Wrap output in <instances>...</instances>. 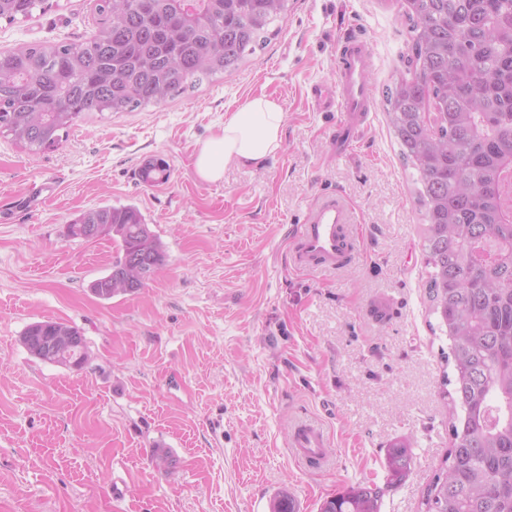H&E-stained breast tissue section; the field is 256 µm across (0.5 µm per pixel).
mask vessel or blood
Masks as SVG:
<instances>
[{"label": "vessel or blood", "instance_id": "vessel-or-blood-1", "mask_svg": "<svg viewBox=\"0 0 512 512\" xmlns=\"http://www.w3.org/2000/svg\"><path fill=\"white\" fill-rule=\"evenodd\" d=\"M370 43L358 36H347L337 65L335 92L314 86L311 95L318 106L340 114L336 125L335 146L345 148L354 129L365 122L374 105L367 81L372 64ZM356 226L347 204L334 195L324 196L312 206L303 224L291 238L288 263L297 270L339 271L356 258ZM331 440L316 423L294 421L288 434L293 458L308 469H323L330 459L325 450Z\"/></svg>", "mask_w": 512, "mask_h": 512}]
</instances>
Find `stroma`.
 Segmentation results:
<instances>
[{"instance_id": "1", "label": "stroma", "mask_w": 512, "mask_h": 512, "mask_svg": "<svg viewBox=\"0 0 512 512\" xmlns=\"http://www.w3.org/2000/svg\"><path fill=\"white\" fill-rule=\"evenodd\" d=\"M94 0H57L33 19L0 20V50L83 42ZM279 31L234 74L167 102L84 114L57 148L0 136V512H297L358 483L384 484L387 448H410L408 477L382 512H425L451 446L443 380L452 374L426 294L425 224L413 170L390 135L384 92L413 34L401 0H288ZM370 42L375 109L337 156L338 113L308 91L335 85L344 36ZM286 113L279 153L194 170L200 145L248 98ZM163 162L168 180L139 170ZM341 193L364 230L360 258L335 273L288 267V240L320 195ZM136 206L167 254L144 288L91 293L117 254L65 226L103 206ZM390 298L385 321L373 306ZM81 329L88 361L30 356L31 323ZM299 414L333 440L332 465L304 471L287 447ZM167 449L172 464L153 458Z\"/></svg>"}]
</instances>
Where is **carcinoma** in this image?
I'll return each instance as SVG.
<instances>
[{
    "instance_id": "1",
    "label": "carcinoma",
    "mask_w": 512,
    "mask_h": 512,
    "mask_svg": "<svg viewBox=\"0 0 512 512\" xmlns=\"http://www.w3.org/2000/svg\"><path fill=\"white\" fill-rule=\"evenodd\" d=\"M48 0H0V19H30ZM413 22L407 72L386 90L391 132L415 170L424 208L427 298L449 341L452 445L427 488L426 512H512V0H403ZM98 30L81 43H29L0 52V134L31 150L58 145L86 112H131L232 74L269 40L288 0H95ZM110 237L112 268L158 269L163 245L133 205L106 206L66 225ZM108 274L101 299L135 292ZM34 358L82 368L75 326L28 325ZM412 454L388 450L385 485L359 483L320 512H381Z\"/></svg>"
}]
</instances>
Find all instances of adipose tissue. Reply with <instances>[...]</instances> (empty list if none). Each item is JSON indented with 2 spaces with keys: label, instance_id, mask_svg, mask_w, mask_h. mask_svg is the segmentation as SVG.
I'll use <instances>...</instances> for the list:
<instances>
[{
  "label": "adipose tissue",
  "instance_id": "1",
  "mask_svg": "<svg viewBox=\"0 0 512 512\" xmlns=\"http://www.w3.org/2000/svg\"><path fill=\"white\" fill-rule=\"evenodd\" d=\"M285 114L278 99L259 95L247 99L199 148L194 168L198 178L216 183L227 165L258 167L280 151Z\"/></svg>",
  "mask_w": 512,
  "mask_h": 512
}]
</instances>
